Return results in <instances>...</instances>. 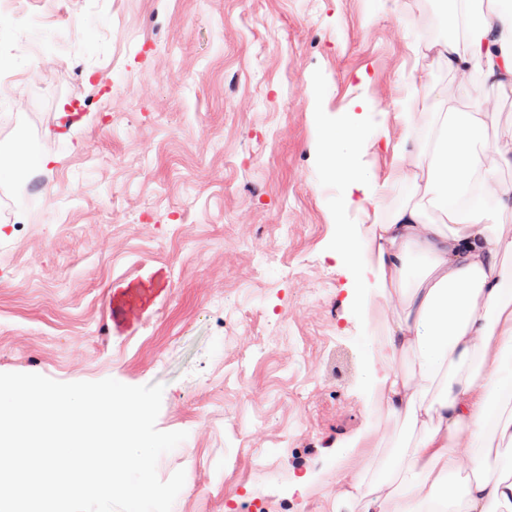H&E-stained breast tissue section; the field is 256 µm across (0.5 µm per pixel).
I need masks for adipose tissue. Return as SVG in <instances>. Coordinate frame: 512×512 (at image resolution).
<instances>
[{
  "label": "adipose tissue",
  "instance_id": "adipose-tissue-1",
  "mask_svg": "<svg viewBox=\"0 0 512 512\" xmlns=\"http://www.w3.org/2000/svg\"><path fill=\"white\" fill-rule=\"evenodd\" d=\"M452 3L461 39L416 54L512 86V0L479 13L474 0ZM471 97L463 83L466 111L422 114L411 95L390 114L361 96L323 132L337 211L375 206L371 223L342 228L338 246L367 325L375 419L356 462L336 466L341 512H512V129L489 135L494 115ZM383 147L393 162L379 181L361 159ZM385 419L401 443L388 444Z\"/></svg>",
  "mask_w": 512,
  "mask_h": 512
}]
</instances>
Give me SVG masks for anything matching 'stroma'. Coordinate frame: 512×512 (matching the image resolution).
I'll use <instances>...</instances> for the list:
<instances>
[{"mask_svg":"<svg viewBox=\"0 0 512 512\" xmlns=\"http://www.w3.org/2000/svg\"><path fill=\"white\" fill-rule=\"evenodd\" d=\"M448 0H17L0 16V372L164 386L172 512H333L371 424L323 125L458 80ZM366 70L367 87L356 74Z\"/></svg>","mask_w":512,"mask_h":512,"instance_id":"obj_1","label":"stroma"}]
</instances>
